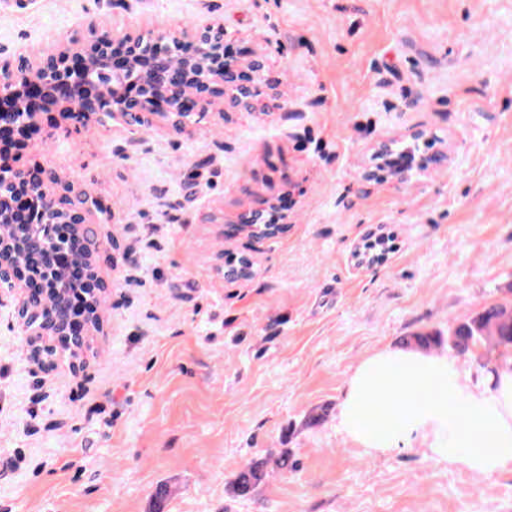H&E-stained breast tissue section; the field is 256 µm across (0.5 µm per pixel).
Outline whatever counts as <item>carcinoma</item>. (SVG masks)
I'll list each match as a JSON object with an SVG mask.
<instances>
[{"label":"carcinoma","instance_id":"cac0c4a2","mask_svg":"<svg viewBox=\"0 0 512 512\" xmlns=\"http://www.w3.org/2000/svg\"><path fill=\"white\" fill-rule=\"evenodd\" d=\"M8 242L13 244L15 259L19 266L30 268L40 263L38 255L31 249L30 242L38 240L43 246L59 251L67 246V239L59 234L58 224L48 223L41 219L36 223L22 222L10 224L4 229ZM43 277L60 286L58 299H63L70 292V283L63 269L41 267ZM413 341L421 347H448L457 357L469 358L476 355L481 347L496 350L499 354L512 352V305H493L485 308L479 315L460 321L448 330L447 343L433 334H419ZM265 462L253 461L240 469L235 476L233 485L237 493L243 497L250 495L252 490L266 476Z\"/></svg>","mask_w":512,"mask_h":512}]
</instances>
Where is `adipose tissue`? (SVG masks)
<instances>
[{
    "mask_svg": "<svg viewBox=\"0 0 512 512\" xmlns=\"http://www.w3.org/2000/svg\"><path fill=\"white\" fill-rule=\"evenodd\" d=\"M377 400L381 416L364 424L363 410ZM339 427L373 456L421 448L475 476H493L512 465V360L476 380L444 354L376 351L347 381Z\"/></svg>",
    "mask_w": 512,
    "mask_h": 512,
    "instance_id": "obj_1",
    "label": "adipose tissue"
}]
</instances>
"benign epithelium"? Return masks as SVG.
I'll list each match as a JSON object with an SVG mask.
<instances>
[{
	"mask_svg": "<svg viewBox=\"0 0 512 512\" xmlns=\"http://www.w3.org/2000/svg\"><path fill=\"white\" fill-rule=\"evenodd\" d=\"M224 28L207 25L191 34L161 30L145 38L141 35L110 34L91 30L78 45L61 40L53 50H18L19 64L0 65V128L21 127L34 136L41 130L40 111L26 102L23 90L33 86L52 99V109L67 120L83 122L105 113L126 124L150 127L163 117L177 133L185 132L193 118L215 98L228 97L246 108L259 95L253 79H236L238 64L224 56ZM112 73V91L98 89L93 73ZM136 85L139 94L125 97L122 87ZM58 181L55 174L41 169H16L0 165V182L24 185L31 196H40L41 212L65 216L75 224L84 251L94 258L97 239L87 225L92 197L65 184L59 196L49 189ZM9 253L0 247V288L19 291L18 316L31 336H61L65 324L59 308L45 301L51 294L43 286L42 300L29 292L31 277L13 267Z\"/></svg>",
	"mask_w": 512,
	"mask_h": 512,
	"instance_id": "7a95c632",
	"label": "benign epithelium"
}]
</instances>
